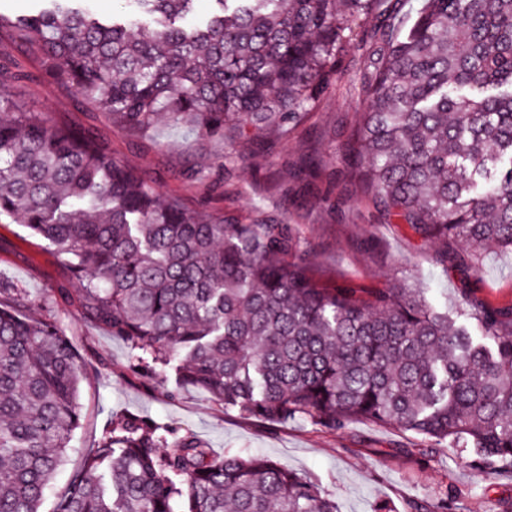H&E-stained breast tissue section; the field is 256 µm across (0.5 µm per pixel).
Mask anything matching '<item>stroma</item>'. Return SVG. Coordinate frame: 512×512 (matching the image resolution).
Segmentation results:
<instances>
[{
    "mask_svg": "<svg viewBox=\"0 0 512 512\" xmlns=\"http://www.w3.org/2000/svg\"><path fill=\"white\" fill-rule=\"evenodd\" d=\"M379 47L378 40L355 26L330 85L311 103L304 123L270 154L253 153L240 144H201L163 121L132 134L91 105L79 103L73 87L35 80V59L6 29H0V57L16 61L29 77L1 86L0 93L24 108L48 113L58 124L95 126L116 158L137 173L156 177L157 191L177 196L189 209L240 224L272 218L291 225L323 282L347 278L367 288L421 287L432 302L452 311L459 308L465 287L491 304H512V254L486 252L476 275L461 280L438 262L433 245L408 225L389 221L371 197L351 193L341 183L326 187L325 177L345 166V138L365 110L360 81L369 56ZM311 153L323 180L306 193L295 184L293 171ZM188 167L223 177L222 187L186 182L181 172ZM0 286L22 289L32 317L55 316L88 365L80 394L82 424L41 512H53L85 449L94 445L112 417L124 413L192 432L218 456L232 452L268 457L316 483L335 499L338 512H372L379 503L389 504L392 512H411L412 503L443 491L453 512H504L512 505L511 468L491 462L478 472L452 453H413L414 437L390 427L358 420L334 433L303 420L270 424L244 418L224 411L193 387L169 396L156 380L129 371L125 343L87 321L79 304L53 307V289H73L77 283L69 279L54 249L28 237L16 224L0 223Z\"/></svg>",
    "mask_w": 512,
    "mask_h": 512,
    "instance_id": "obj_1",
    "label": "stroma"
}]
</instances>
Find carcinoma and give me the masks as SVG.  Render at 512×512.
Masks as SVG:
<instances>
[{"mask_svg": "<svg viewBox=\"0 0 512 512\" xmlns=\"http://www.w3.org/2000/svg\"><path fill=\"white\" fill-rule=\"evenodd\" d=\"M7 18L48 83L131 132L157 115L199 142L268 153L330 84L351 33L384 49L361 82L344 178L439 245L461 276L512 252V0H39ZM27 74L0 58V84ZM313 156L293 177L307 189ZM55 249L87 320L123 340L130 371L206 392L267 423L329 431L368 420L512 468V305L463 293L456 316L424 288L324 284L287 224H233L186 208L73 131L0 95V221ZM295 254L294 260L288 255ZM0 289V512H40L80 427L83 364L54 319ZM412 512H447L448 494ZM53 512H337L316 484L260 455L212 450L120 415Z\"/></svg>", "mask_w": 512, "mask_h": 512, "instance_id": "obj_1", "label": "carcinoma"}]
</instances>
